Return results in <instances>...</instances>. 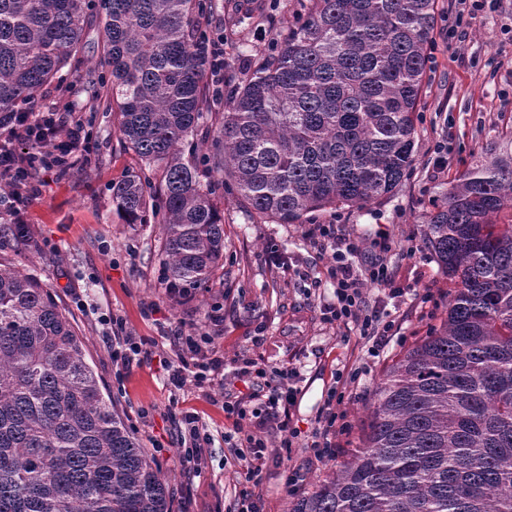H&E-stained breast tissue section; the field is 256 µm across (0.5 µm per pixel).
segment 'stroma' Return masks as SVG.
<instances>
[{
  "label": "stroma",
  "mask_w": 512,
  "mask_h": 512,
  "mask_svg": "<svg viewBox=\"0 0 512 512\" xmlns=\"http://www.w3.org/2000/svg\"><path fill=\"white\" fill-rule=\"evenodd\" d=\"M308 0H242L239 18L215 12L209 28L224 36L225 53L256 55ZM433 61L424 78L417 124L416 165L412 175L387 199L361 208L325 211L304 224H277L260 219L234 196L221 203L224 215V264L207 287L192 297L172 301L161 264L162 230L157 224L123 223L112 205V183L134 167L106 112V91L99 78L102 41L97 24L84 34L81 76L67 79L65 97L81 110L92 127L96 150L87 165L63 176L41 175L40 193L27 210L38 250L17 240L0 223V261L10 262L43 281L69 314L84 340L87 358L103 392L146 451L157 454L166 479L172 512H234L246 490L241 461L225 433L232 422L225 401L250 400L252 384L238 373L252 361L267 371L299 372V394L289 411L290 425L310 435L326 412L336 372L361 369L339 405L351 424L337 437L334 458L316 459L310 449L284 448L280 433L268 432L270 454L258 489L264 512H291L297 498L314 490L319 480L359 444L368 407L391 360L446 315L448 280L423 242V215L432 197L465 169L487 141L512 133V0H496L465 30L449 41L455 0H439ZM448 149V171L433 172L437 144ZM342 221L347 233L368 246L379 230L391 234L386 261L407 287L404 300L388 299L377 289L366 293L367 311L395 320V336L371 356L356 326L326 323L324 305L335 302L336 284L330 253L309 236L314 224ZM288 255L289 271L270 262L271 251ZM432 293L423 301V293ZM121 318L127 335L141 343L140 355L128 365L112 362L108 341L112 318ZM208 336L224 358L219 381L187 379L182 388L168 381L179 365V339ZM195 415L209 434L201 468L186 471L175 457L181 446L185 415Z\"/></svg>",
  "instance_id": "35a3bbf8"
}]
</instances>
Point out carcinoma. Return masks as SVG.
I'll return each mask as SVG.
<instances>
[{
	"label": "carcinoma",
	"instance_id": "cac0c4a2",
	"mask_svg": "<svg viewBox=\"0 0 512 512\" xmlns=\"http://www.w3.org/2000/svg\"><path fill=\"white\" fill-rule=\"evenodd\" d=\"M439 0H309L275 48L224 60L229 94L206 161L279 224L388 198L416 161ZM203 0H0V113L78 73L102 26L107 111L161 172L112 183L127 224L162 226L167 285L203 288L224 217L186 146L219 94ZM453 285L446 316L386 371L362 445L292 512H512V135L487 145L424 214ZM0 512H171L160 469L114 409L76 328L36 276L0 262Z\"/></svg>",
	"mask_w": 512,
	"mask_h": 512
}]
</instances>
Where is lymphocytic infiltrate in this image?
<instances>
[{
    "instance_id": "obj_1",
    "label": "lymphocytic infiltrate",
    "mask_w": 512,
    "mask_h": 512,
    "mask_svg": "<svg viewBox=\"0 0 512 512\" xmlns=\"http://www.w3.org/2000/svg\"><path fill=\"white\" fill-rule=\"evenodd\" d=\"M92 149V134L81 115L61 98H54L41 110L21 109L0 116V222L26 223L27 209L39 194L36 175L61 176L84 166ZM310 234L321 249L332 253L330 273L336 282V301L325 307L326 320L354 323L360 338L368 342L388 339L395 323L365 314L364 290L372 286L388 298L404 297L407 290L398 284L396 273L384 261L366 259L354 239L337 237L331 226L312 228ZM239 373L255 381L264 380L266 421L287 417L298 392L295 371L282 370L271 378L264 369L247 361ZM224 412L239 435V458L246 480L260 483L262 464L269 452L268 439L263 431L244 429L247 410L242 401L225 402Z\"/></svg>"
}]
</instances>
